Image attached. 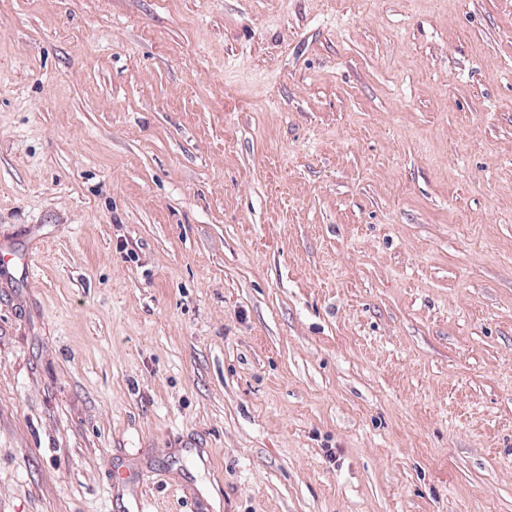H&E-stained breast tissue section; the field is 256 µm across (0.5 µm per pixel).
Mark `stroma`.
I'll return each mask as SVG.
<instances>
[{
  "instance_id": "stroma-1",
  "label": "stroma",
  "mask_w": 512,
  "mask_h": 512,
  "mask_svg": "<svg viewBox=\"0 0 512 512\" xmlns=\"http://www.w3.org/2000/svg\"><path fill=\"white\" fill-rule=\"evenodd\" d=\"M0 512H512V0H0Z\"/></svg>"
}]
</instances>
